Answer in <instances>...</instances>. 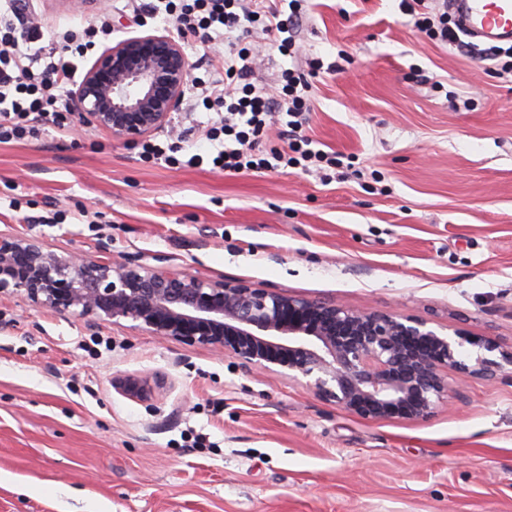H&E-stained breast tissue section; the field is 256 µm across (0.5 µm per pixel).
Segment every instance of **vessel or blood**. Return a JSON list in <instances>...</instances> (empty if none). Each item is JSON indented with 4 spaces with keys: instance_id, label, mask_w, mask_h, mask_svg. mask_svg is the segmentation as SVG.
<instances>
[{
    "instance_id": "obj_1",
    "label": "vessel or blood",
    "mask_w": 512,
    "mask_h": 512,
    "mask_svg": "<svg viewBox=\"0 0 512 512\" xmlns=\"http://www.w3.org/2000/svg\"><path fill=\"white\" fill-rule=\"evenodd\" d=\"M465 36L496 45L512 43V0H448Z\"/></svg>"
}]
</instances>
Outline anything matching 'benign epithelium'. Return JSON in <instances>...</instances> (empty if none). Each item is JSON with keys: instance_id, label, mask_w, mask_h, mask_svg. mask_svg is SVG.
Segmentation results:
<instances>
[{"instance_id": "obj_1", "label": "benign epithelium", "mask_w": 512, "mask_h": 512, "mask_svg": "<svg viewBox=\"0 0 512 512\" xmlns=\"http://www.w3.org/2000/svg\"><path fill=\"white\" fill-rule=\"evenodd\" d=\"M192 64L172 34H144L104 48L72 91L82 125L130 143L172 127ZM23 296L50 311L128 320L155 336L209 346L249 370L279 365L364 420L428 418L448 393V372L509 376L489 339L442 334L398 312L358 311L143 262L58 253L0 232V299Z\"/></svg>"}]
</instances>
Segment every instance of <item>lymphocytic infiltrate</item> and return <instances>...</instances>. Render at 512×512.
I'll list each match as a JSON object with an SVG mask.
<instances>
[{"label": "lymphocytic infiltrate", "instance_id": "obj_1", "mask_svg": "<svg viewBox=\"0 0 512 512\" xmlns=\"http://www.w3.org/2000/svg\"><path fill=\"white\" fill-rule=\"evenodd\" d=\"M301 0H125V8L139 24L166 16L178 32L192 36L202 51H210L240 22L250 26V43L230 42L221 66L191 75L186 106L215 112L218 119L204 126L203 136L217 145L213 161L231 174L275 171L281 166L303 169L339 167L336 154L313 149L301 128L311 109V80L320 63L308 71L287 68L280 87L271 94L254 81V61L268 35H276L277 50L295 52ZM0 143L38 137L45 130L59 133L70 128L68 87L76 74V59L85 57L97 44L110 38L108 14L98 15L83 28L58 32L57 46L48 52L30 51L40 40V28L28 13L26 0H0ZM278 119L288 130L287 149L265 146L266 129Z\"/></svg>", "mask_w": 512, "mask_h": 512}]
</instances>
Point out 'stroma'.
Here are the masks:
<instances>
[{"label":"stroma","mask_w":512,"mask_h":512,"mask_svg":"<svg viewBox=\"0 0 512 512\" xmlns=\"http://www.w3.org/2000/svg\"><path fill=\"white\" fill-rule=\"evenodd\" d=\"M54 33L94 4L29 0ZM305 134L342 157L224 174L141 162L96 127L0 144V231L355 310L512 350V78L430 40L401 0H304ZM20 199V208L10 200ZM60 224L38 223L47 211ZM147 396L126 395V379ZM424 420L377 421L279 367L130 322L0 301V512H512V380L449 374ZM207 448H191L195 434Z\"/></svg>","instance_id":"stroma-1"}]
</instances>
